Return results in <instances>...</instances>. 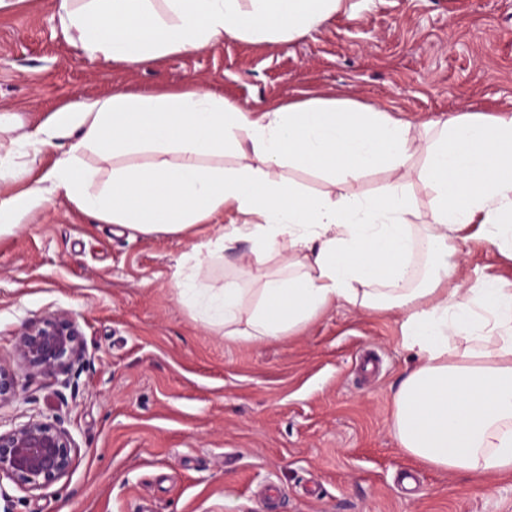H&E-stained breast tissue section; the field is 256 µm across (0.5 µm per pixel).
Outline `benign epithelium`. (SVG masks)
Segmentation results:
<instances>
[{
  "label": "benign epithelium",
  "instance_id": "obj_1",
  "mask_svg": "<svg viewBox=\"0 0 512 512\" xmlns=\"http://www.w3.org/2000/svg\"><path fill=\"white\" fill-rule=\"evenodd\" d=\"M18 356L37 372L56 376L83 354L75 322L53 314L27 325L16 347ZM17 376L0 365V401L16 397ZM75 446L70 433L55 420L30 417L0 432V483L7 480L28 491L46 490L67 477Z\"/></svg>",
  "mask_w": 512,
  "mask_h": 512
}]
</instances>
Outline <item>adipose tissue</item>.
Instances as JSON below:
<instances>
[{"label": "adipose tissue", "instance_id": "ef3b65f1", "mask_svg": "<svg viewBox=\"0 0 512 512\" xmlns=\"http://www.w3.org/2000/svg\"><path fill=\"white\" fill-rule=\"evenodd\" d=\"M358 0H58L66 39L92 59L147 65L230 36L293 38ZM78 134L27 195L37 205L63 193L87 214L145 234H182L226 211L242 223L195 243L173 274L178 295L225 339L263 342L301 331L333 307L399 311L401 344L414 362L393 395L400 450L427 467L481 481L512 475V288L471 279L460 260L469 228L512 259V115H463L417 144L408 121L373 106L313 98L245 110L204 89L116 93L56 110L48 124L0 155V178L20 158ZM240 163L224 164L226 150ZM90 151L109 165L104 182L80 163ZM152 154L144 165L116 157ZM433 190L415 231L402 172L415 154ZM298 167L346 183L386 169L372 196L309 195L277 177ZM239 282L215 287L185 274L186 262L222 259L238 242ZM431 262L419 274L414 254ZM278 256L289 274H254Z\"/></svg>", "mask_w": 512, "mask_h": 512}]
</instances>
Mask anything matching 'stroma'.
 <instances>
[{"instance_id": "35a3bbf8", "label": "stroma", "mask_w": 512, "mask_h": 512, "mask_svg": "<svg viewBox=\"0 0 512 512\" xmlns=\"http://www.w3.org/2000/svg\"><path fill=\"white\" fill-rule=\"evenodd\" d=\"M203 88L249 109L312 98L369 104L411 122L512 112V0H369L290 40L225 37L146 66L86 58L55 0L0 8V150L60 107L113 93ZM70 139L55 140L0 197H25ZM311 195L377 194L379 170L335 184L287 167ZM227 215L183 235L103 223L64 195L0 235V364L22 379L0 431L57 416L75 445L47 491L0 489V512H512V476L481 484L403 455L393 394L412 364L400 317L337 307L302 331L230 342L179 298L172 274ZM469 276L512 288V260L469 240ZM51 313L78 326L83 356L63 375L21 361L24 327Z\"/></svg>"}]
</instances>
